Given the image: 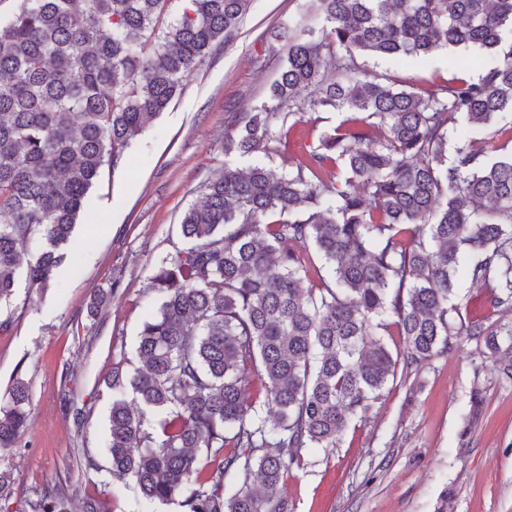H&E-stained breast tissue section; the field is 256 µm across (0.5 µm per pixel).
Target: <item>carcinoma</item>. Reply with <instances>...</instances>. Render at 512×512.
Returning a JSON list of instances; mask_svg holds the SVG:
<instances>
[{
  "label": "carcinoma",
  "instance_id": "carcinoma-1",
  "mask_svg": "<svg viewBox=\"0 0 512 512\" xmlns=\"http://www.w3.org/2000/svg\"><path fill=\"white\" fill-rule=\"evenodd\" d=\"M173 2L19 0L0 22V302L22 277L48 285L101 168L233 39L250 0H180L175 14ZM310 2L321 37L277 30L288 53L269 102L227 110L224 153L277 155L278 126L348 118L286 172L226 166L203 185L180 222L190 247L150 278L161 304L139 333L141 367L107 381L112 477L180 512H288L280 482L305 449L336 447L398 370L463 341L512 380V322L457 320L451 303L461 270L492 312H512V121L495 126L512 113V0ZM441 48L495 61L431 86L362 63ZM463 124L488 130L484 145L455 138ZM36 232L46 245L30 256ZM29 403L16 383L1 454ZM75 499L110 512L67 484L28 512H72Z\"/></svg>",
  "mask_w": 512,
  "mask_h": 512
}]
</instances>
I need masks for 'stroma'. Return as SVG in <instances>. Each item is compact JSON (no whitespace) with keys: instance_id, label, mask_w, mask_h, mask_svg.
Masks as SVG:
<instances>
[{"instance_id":"stroma-1","label":"stroma","mask_w":512,"mask_h":512,"mask_svg":"<svg viewBox=\"0 0 512 512\" xmlns=\"http://www.w3.org/2000/svg\"><path fill=\"white\" fill-rule=\"evenodd\" d=\"M304 0H252L235 39L215 50L181 94L90 189L67 258L48 286H19L0 305V407L16 381L30 390L29 427L0 472L19 488L0 512H21L24 498L58 483H76L83 451L100 471L83 491L109 496L112 512H178L149 503L134 482L114 484L109 471L105 385L114 365L133 372L142 323L160 301L152 271L187 248L183 212L202 184L224 166H281L283 158L224 151V112H247L269 99L287 56L274 27L299 21ZM491 61L482 51L443 49L425 57L376 60L375 73L425 85L459 72L475 76ZM317 113L284 135L303 156L342 120ZM108 301L88 315L90 299ZM483 391L480 417L465 425L473 386ZM304 468L283 478L290 512H512V381L495 358L462 343L409 375L397 374L367 416L346 429L337 448H308Z\"/></svg>"}]
</instances>
